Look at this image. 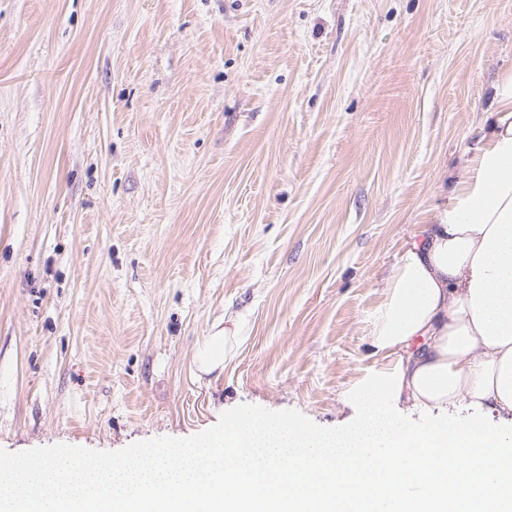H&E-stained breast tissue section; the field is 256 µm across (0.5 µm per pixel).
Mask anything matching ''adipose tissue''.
<instances>
[{
  "instance_id": "ef3b65f1",
  "label": "adipose tissue",
  "mask_w": 512,
  "mask_h": 512,
  "mask_svg": "<svg viewBox=\"0 0 512 512\" xmlns=\"http://www.w3.org/2000/svg\"><path fill=\"white\" fill-rule=\"evenodd\" d=\"M368 340L373 363L345 396L365 414L344 433L232 419L183 454L1 470L0 502L7 512H512V435L388 418L464 401L512 422V75L495 88L464 177L386 278ZM239 342L235 328L207 337L198 369L223 370ZM379 446L391 456L361 462Z\"/></svg>"
}]
</instances>
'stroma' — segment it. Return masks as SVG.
Masks as SVG:
<instances>
[{
  "label": "stroma",
  "instance_id": "35a3bbf8",
  "mask_svg": "<svg viewBox=\"0 0 512 512\" xmlns=\"http://www.w3.org/2000/svg\"><path fill=\"white\" fill-rule=\"evenodd\" d=\"M509 74L512 0H0V462L357 421L383 280ZM240 341L236 324L232 329L224 327V336H208L195 356L197 368L205 373L223 370L225 360L232 357Z\"/></svg>",
  "mask_w": 512,
  "mask_h": 512
}]
</instances>
